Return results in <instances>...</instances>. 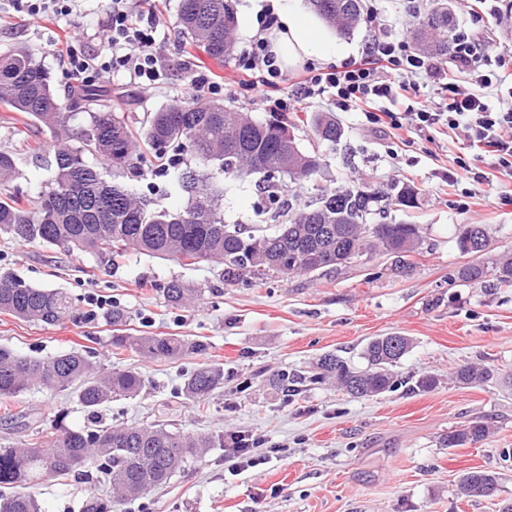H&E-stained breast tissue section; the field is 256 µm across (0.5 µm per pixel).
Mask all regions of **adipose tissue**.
Listing matches in <instances>:
<instances>
[{
	"label": "adipose tissue",
	"mask_w": 512,
	"mask_h": 512,
	"mask_svg": "<svg viewBox=\"0 0 512 512\" xmlns=\"http://www.w3.org/2000/svg\"><path fill=\"white\" fill-rule=\"evenodd\" d=\"M267 8L277 18L278 28L271 50L279 64L292 67L303 59L322 55H343L346 47L325 23L304 11L301 0H266Z\"/></svg>",
	"instance_id": "ef3b65f1"
}]
</instances>
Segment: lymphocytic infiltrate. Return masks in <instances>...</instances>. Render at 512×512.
Returning a JSON list of instances; mask_svg holds the SVG:
<instances>
[{"label": "lymphocytic infiltrate", "mask_w": 512, "mask_h": 512, "mask_svg": "<svg viewBox=\"0 0 512 512\" xmlns=\"http://www.w3.org/2000/svg\"><path fill=\"white\" fill-rule=\"evenodd\" d=\"M131 10L130 0H112L107 29L109 60L99 63L76 51H65L62 61L70 77L93 85L112 71L121 70L136 85L161 83L165 72L156 49L160 17L150 2L142 7L138 21H131ZM498 11L497 0H482L480 12L471 16L470 28L456 33L453 65L466 75L469 84L463 87L443 82L444 101L409 105L401 112L387 107L388 99L415 88L418 75L441 79L442 70L410 42L382 34L368 40L358 56L328 68H306L278 105L283 110L291 104L306 106L328 92L337 109L361 112L369 126L394 132L399 145L404 144L405 134L415 135L441 122L449 132H469L472 144L483 155L494 158L499 168L512 171V105L502 111L488 104L486 89L503 88L502 78L493 69L491 57L478 54L475 48L476 28L485 16ZM237 65L246 77L244 87L249 92L279 87L283 80L270 43L262 36L252 40ZM506 91L512 98V87Z\"/></svg>", "instance_id": "f902f5d3"}]
</instances>
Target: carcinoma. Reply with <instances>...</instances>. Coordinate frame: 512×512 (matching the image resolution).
Here are the masks:
<instances>
[{"label": "carcinoma", "mask_w": 512, "mask_h": 512, "mask_svg": "<svg viewBox=\"0 0 512 512\" xmlns=\"http://www.w3.org/2000/svg\"><path fill=\"white\" fill-rule=\"evenodd\" d=\"M311 7L338 34L347 37L362 16V0H310ZM454 13L448 0H432L413 46L430 57L448 54V28ZM176 24L181 32L210 57L230 58L236 44V16L232 0H180ZM0 107L25 118L28 126L54 145L43 157L51 170L45 190L34 196L10 191L19 177L17 156L0 150V233L21 244L39 243L67 253L78 252L96 260H111L126 253L168 258L185 266L203 262L224 265V275L248 282L278 272L275 264L301 245L310 251L295 259L288 274L319 271L309 252L318 251L336 265L342 256L357 251L371 256L380 251L395 256V268L409 269V258L419 253L421 236L416 224H381L369 229L374 217H384L389 202L406 208L419 205L418 190L408 184L393 187L395 194L362 186L321 190L314 200L285 194V179L309 181L323 170L317 151L288 137L298 123L286 112L269 121L248 119L244 113L205 95L174 100L152 113L147 123L133 127L115 111L110 96L83 84L60 96L47 69L26 46L0 51ZM80 114L86 120L76 126ZM318 142L334 145L342 137L336 120L318 118ZM186 156L210 169L197 172L179 167ZM169 176L173 189L187 197L180 210L152 207L146 195L112 183L114 169L144 161ZM258 177L261 194L269 205L262 209L274 230L255 234L240 224L224 223V183ZM512 286V257L504 254L487 261L459 266L454 280L467 285L487 278ZM172 306L201 298L200 284L171 280L156 286ZM0 313L35 324H54L72 313V299L59 288H45L20 275L0 270ZM125 310L112 306L106 320L115 335L112 343L151 359H172L182 354L185 341L174 335L120 334ZM411 340L388 349L384 337L366 346L365 366L358 368L335 354L317 363V378L336 381L354 398L374 396L398 387L393 367L409 352ZM491 372L477 365L454 371L455 381L476 386ZM224 385V368L204 364L185 375L180 391L194 402L205 401ZM144 387L133 369H99L79 351L47 357L18 354L0 348V400L30 390H72L88 414L115 398H132ZM60 414L48 428L28 440L0 447V512H42L38 488L56 477H76L95 486L83 499L80 512H112V501H135L167 483L190 461L204 458L211 449L224 447V436L181 434L162 425L69 428ZM487 426L472 421L448 432L443 444L466 447L483 441ZM491 471L464 474L458 495L493 494Z\"/></svg>", "instance_id": "carcinoma-1"}]
</instances>
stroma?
Here are the masks:
<instances>
[{
    "instance_id": "stroma-1",
    "label": "stroma",
    "mask_w": 512,
    "mask_h": 512,
    "mask_svg": "<svg viewBox=\"0 0 512 512\" xmlns=\"http://www.w3.org/2000/svg\"><path fill=\"white\" fill-rule=\"evenodd\" d=\"M376 7L377 20L362 18L347 42L360 51L381 32L393 40L410 39L418 21L408 15L407 0H364ZM500 11L486 17L478 48L491 57L506 56L499 74L512 84V21L506 11L512 0H499ZM159 28L162 64L168 82L141 90L119 75L100 83V90L120 96L129 121L144 125L147 117L180 98L193 76L218 75L226 86L221 101L248 112L255 120L275 112L278 91L267 100L250 101L236 83V61L217 64L198 48H186L176 24L178 0H160ZM110 0H79L62 18L33 17L15 12L12 0H0V51L26 45L50 72L57 90L69 74L56 52L63 30L79 27L74 47L86 55L104 53ZM327 114L342 127L338 145H320L328 174L325 188L367 181L389 191L395 184H414L420 208H388L395 224L419 225L423 237L414 266L395 272L391 256L378 254L322 273L283 277L273 275L253 285L228 282L218 263L183 266L173 260L130 253L114 262H99L38 243L20 244L0 236V269L27 281L66 291L73 314L53 325L28 323L0 313V347L30 356H50L65 350H87L99 367H132L146 386L134 398L105 405L102 425L163 423L183 432L257 439V466L234 472L224 451L212 449L170 481L133 503H116L112 512H501L512 504V287L491 282L471 286L455 283L457 267L466 263L456 244L463 224L487 225L494 252L512 251V176L494 170L491 158L473 161L468 140L425 130L414 144L390 154L388 131L365 126L361 113L343 112L328 99L299 110L301 136L312 133L311 120ZM0 150L18 154L17 186L28 194L43 190L50 173L32 154L20 151L12 125L0 121ZM473 162L474 172L489 174L483 188L488 205L461 212L456 192L443 181L456 157ZM114 183L149 192L156 206L180 209L184 196L173 192L167 178L149 164L138 170L113 172ZM224 221L256 226L261 202L255 178L225 179ZM179 278L205 287L203 300L171 307L158 292L159 284ZM117 304L129 313L126 334H174L201 342L172 360L155 361L132 351L117 352L106 312L92 309L90 298ZM397 333L413 346L397 364L402 384L373 397L352 398L329 380L312 381L318 358L334 353L364 366L362 352L376 336ZM202 363L224 369V385L198 408L180 394L183 376ZM476 363L492 368L498 381L476 387L455 382L456 367ZM302 375L290 397L272 389L271 374ZM434 377L429 391L414 384ZM68 426L89 425L91 418L70 392L32 390L0 411V446L22 440L48 427L60 410ZM478 420L490 432L474 447L447 448L448 431ZM499 476L493 498H460V477L472 469ZM89 485L68 479L48 480L39 499L44 512H79Z\"/></svg>"
}]
</instances>
